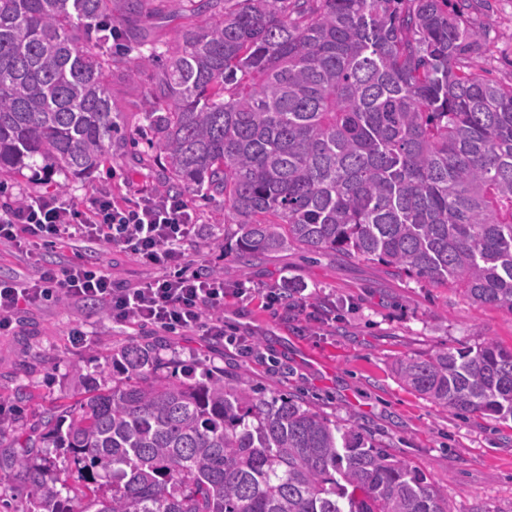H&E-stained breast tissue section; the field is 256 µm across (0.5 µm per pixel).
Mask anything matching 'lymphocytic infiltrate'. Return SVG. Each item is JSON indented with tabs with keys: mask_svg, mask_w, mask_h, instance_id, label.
Returning a JSON list of instances; mask_svg holds the SVG:
<instances>
[{
	"mask_svg": "<svg viewBox=\"0 0 512 512\" xmlns=\"http://www.w3.org/2000/svg\"><path fill=\"white\" fill-rule=\"evenodd\" d=\"M197 233L195 211L174 194L145 191L130 201L95 192L78 203L40 195L0 207L1 246L25 254L38 241L77 251L113 245L149 272L122 285L100 263L84 261L37 263L29 275L0 278V334L13 330L23 309L67 301L101 308L116 323L223 342L225 298L252 291L225 288L223 276L189 258L184 244Z\"/></svg>",
	"mask_w": 512,
	"mask_h": 512,
	"instance_id": "obj_1",
	"label": "lymphocytic infiltrate"
}]
</instances>
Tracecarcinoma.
Masks as SVG:
<instances>
[{"mask_svg":"<svg viewBox=\"0 0 512 512\" xmlns=\"http://www.w3.org/2000/svg\"><path fill=\"white\" fill-rule=\"evenodd\" d=\"M145 2L0 0V184L111 164L106 74L156 67L143 119L163 190L231 215L207 247L332 250L512 313V84L469 68L480 34L448 0H186L166 49ZM114 31L134 60L108 51ZM112 367L0 456L26 475L24 512H450L421 469L295 394L199 380L153 344ZM395 373L450 412L512 418V349L492 339ZM41 448L112 496L62 495Z\"/></svg>","mask_w":512,"mask_h":512,"instance_id":"carcinoma-1","label":"carcinoma"}]
</instances>
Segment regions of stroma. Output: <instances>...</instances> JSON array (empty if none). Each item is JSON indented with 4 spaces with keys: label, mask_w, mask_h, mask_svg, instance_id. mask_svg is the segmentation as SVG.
Wrapping results in <instances>:
<instances>
[{
    "label": "stroma",
    "mask_w": 512,
    "mask_h": 512,
    "mask_svg": "<svg viewBox=\"0 0 512 512\" xmlns=\"http://www.w3.org/2000/svg\"><path fill=\"white\" fill-rule=\"evenodd\" d=\"M457 10L485 33L471 68L512 82V0H458ZM156 73L113 72L108 82L118 109L119 145L112 164L88 180L27 169L10 181L1 201L39 193L82 201L106 189L136 197L164 180L160 161L148 159L138 139L140 105ZM199 233L185 244L196 264L220 270L226 286L255 288L243 300L224 302V328L253 338L242 356L229 344H211L186 333L166 336L148 326L112 323L93 306L60 302L24 313L14 332L0 335V453L36 431L47 409L74 404L92 385L111 384L112 355L130 343L153 342L162 357L209 370H245L254 388L295 393L341 423L358 422L395 458L421 469L447 498L450 512H512V420L454 415L405 386L396 362L442 348L475 346L491 338L512 348V313L477 306L450 285L389 274L380 265L325 250L297 247L242 263L207 248L224 231V205L191 198ZM104 264L113 279L133 284L144 271L127 253L108 245L83 252ZM306 289L304 311L266 306L260 292L281 283ZM86 335L76 343L73 331Z\"/></svg>",
    "instance_id": "1"
}]
</instances>
